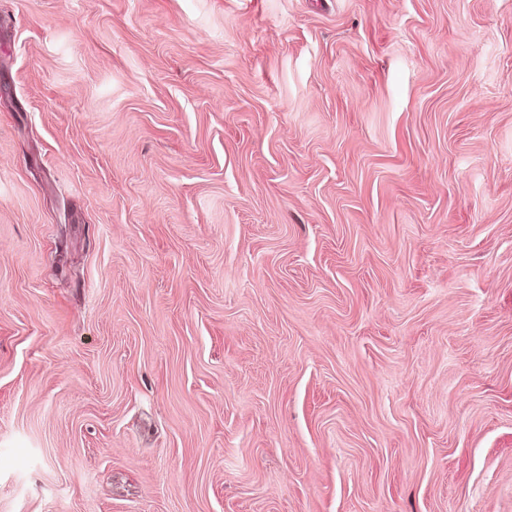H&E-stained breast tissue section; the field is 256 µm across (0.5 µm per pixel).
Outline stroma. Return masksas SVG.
Wrapping results in <instances>:
<instances>
[{
    "mask_svg": "<svg viewBox=\"0 0 512 512\" xmlns=\"http://www.w3.org/2000/svg\"><path fill=\"white\" fill-rule=\"evenodd\" d=\"M0 512H512V0H0Z\"/></svg>",
    "mask_w": 512,
    "mask_h": 512,
    "instance_id": "35a3bbf8",
    "label": "stroma"
}]
</instances>
